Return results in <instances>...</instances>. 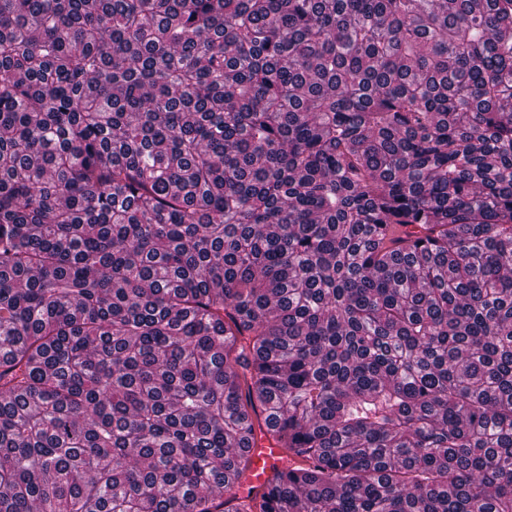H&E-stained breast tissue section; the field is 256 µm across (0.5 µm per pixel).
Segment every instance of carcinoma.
<instances>
[{"instance_id": "carcinoma-1", "label": "carcinoma", "mask_w": 512, "mask_h": 512, "mask_svg": "<svg viewBox=\"0 0 512 512\" xmlns=\"http://www.w3.org/2000/svg\"><path fill=\"white\" fill-rule=\"evenodd\" d=\"M0 512H512V0H0ZM252 448H248L252 465L244 478L240 480L239 493L246 496L249 490H259L262 492L269 486V479L273 475L275 468L282 469L283 463L279 460L282 452L275 448L266 438L259 439L257 442L251 441Z\"/></svg>"}]
</instances>
